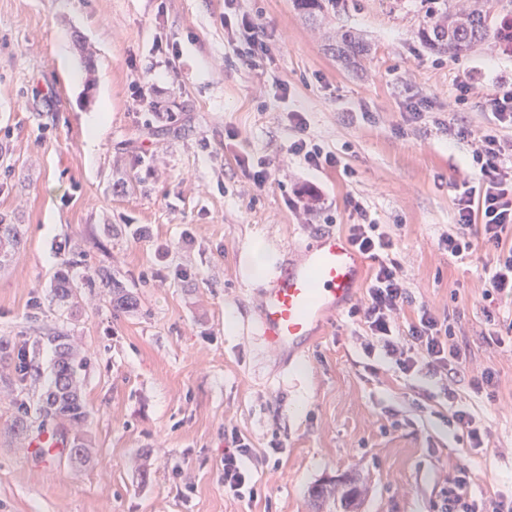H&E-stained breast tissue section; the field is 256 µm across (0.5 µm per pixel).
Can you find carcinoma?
I'll return each mask as SVG.
<instances>
[{
    "instance_id": "cac0c4a2",
    "label": "carcinoma",
    "mask_w": 512,
    "mask_h": 512,
    "mask_svg": "<svg viewBox=\"0 0 512 512\" xmlns=\"http://www.w3.org/2000/svg\"><path fill=\"white\" fill-rule=\"evenodd\" d=\"M492 0H463L460 5H453L450 0H427L426 27L422 28L421 36L425 42L439 53H444L455 61L464 59L472 49L486 43L512 44V34H507L501 27V20L491 13ZM298 10L311 21L325 16L328 7H336V0H295ZM338 57L351 63L369 51L359 36L345 31L335 37ZM21 228L17 224L0 223V259L7 257L19 242ZM83 284L107 288L111 293L112 308L127 312L137 307L135 296L123 288L111 276L96 272L83 276ZM76 288L75 279L68 271L58 273L53 292L61 301L72 296ZM53 363L51 382L47 389L39 413L43 418H66L70 421H82L87 417L86 406L81 399L75 377L80 364L70 352L64 337L53 339ZM315 494L322 498H340L344 502H352L358 498L357 487L345 488L337 483L319 486Z\"/></svg>"
}]
</instances>
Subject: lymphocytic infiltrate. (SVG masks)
Wrapping results in <instances>:
<instances>
[{
	"label": "lymphocytic infiltrate",
	"mask_w": 512,
	"mask_h": 512,
	"mask_svg": "<svg viewBox=\"0 0 512 512\" xmlns=\"http://www.w3.org/2000/svg\"><path fill=\"white\" fill-rule=\"evenodd\" d=\"M236 2L224 0L223 22L242 33L243 39L235 44L233 52L246 66L255 69L268 52L263 30L257 19L237 9ZM487 106L492 114L489 125L477 131L464 126L453 130L457 137L475 138L472 162L478 178L476 183L465 182L459 186L456 222L439 243L458 256L472 250L474 241H481L493 253V262L487 268L486 298L497 295L511 298L512 242L506 234L512 231V139L505 138L503 131L512 128V81L501 82ZM290 120L298 134L291 145L294 154L316 169L339 165L336 154L324 151L307 138V123L302 113H291ZM348 238L361 255L376 263L367 289V302L353 311L366 328L365 351L383 350L405 373L415 370L422 361L438 369L462 363L464 357L452 343L453 326L439 319L428 307L419 308L417 320L410 324L407 336H397L396 317L405 302L407 285L398 264L389 257L396 246L394 229L365 220L349 225ZM249 453L250 448L239 433H232L222 464L224 488L237 497L254 490L251 475L243 466V459ZM470 481V469L458 468L441 488L434 504L435 512H512V498L491 502L474 498L468 491Z\"/></svg>",
	"instance_id": "obj_1"
}]
</instances>
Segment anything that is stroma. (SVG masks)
<instances>
[{"instance_id": "1", "label": "stroma", "mask_w": 512, "mask_h": 512, "mask_svg": "<svg viewBox=\"0 0 512 512\" xmlns=\"http://www.w3.org/2000/svg\"><path fill=\"white\" fill-rule=\"evenodd\" d=\"M238 5L266 29L256 71L231 49L224 0H0V220L23 233L0 266L11 352L0 361V512H345L315 509L309 494L345 475L363 483L357 512H432L463 464L472 495L512 494V353L493 345L483 313L510 316L512 299H485L486 247L454 257L438 244L456 221V184L477 177L472 140L448 127L490 122L486 97L512 79V49L448 59L419 34L424 0H337L320 25L294 0ZM340 30L372 46L354 66L329 47ZM158 41L178 57L153 53ZM462 71L473 88L461 107ZM138 87L157 112L133 101ZM422 97L430 111L406 121V102ZM293 112L341 166L316 171L290 154ZM260 160L262 189L247 168ZM354 199L397 227L401 331L429 305L457 321L466 362L402 373L365 352L345 310L289 363L251 335L263 283L254 243L275 267L316 234L358 223ZM67 261L78 278L110 274L137 308L113 311L107 289L84 286L59 302ZM56 336L86 361L88 417H35L15 436L17 410L48 386ZM488 368L490 397L474 387ZM448 387L487 427L486 454L456 439ZM228 427L252 449L255 498L224 491ZM45 431L67 445L82 437L89 462L37 455L29 441Z\"/></svg>"}]
</instances>
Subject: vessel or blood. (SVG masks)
<instances>
[{"mask_svg": "<svg viewBox=\"0 0 512 512\" xmlns=\"http://www.w3.org/2000/svg\"><path fill=\"white\" fill-rule=\"evenodd\" d=\"M364 259L349 239L326 232L306 243L299 258H286L260 291L258 340L294 355L319 334L328 317L352 303Z\"/></svg>", "mask_w": 512, "mask_h": 512, "instance_id": "1", "label": "vessel or blood"}]
</instances>
